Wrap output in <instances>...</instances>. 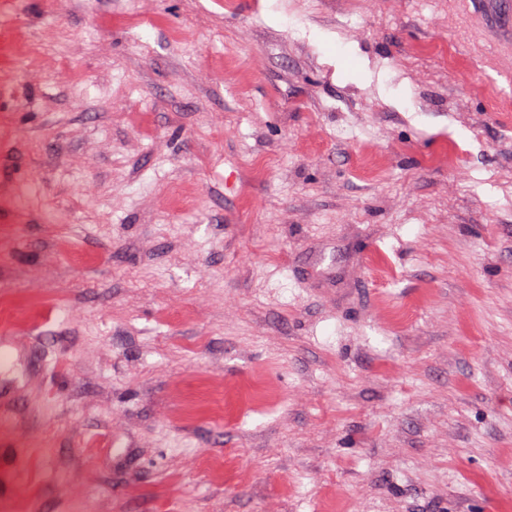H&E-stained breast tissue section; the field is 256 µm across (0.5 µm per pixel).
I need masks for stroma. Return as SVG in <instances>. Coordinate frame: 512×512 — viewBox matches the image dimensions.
<instances>
[{"mask_svg":"<svg viewBox=\"0 0 512 512\" xmlns=\"http://www.w3.org/2000/svg\"><path fill=\"white\" fill-rule=\"evenodd\" d=\"M507 13L0 0V512H512Z\"/></svg>","mask_w":512,"mask_h":512,"instance_id":"1","label":"stroma"}]
</instances>
